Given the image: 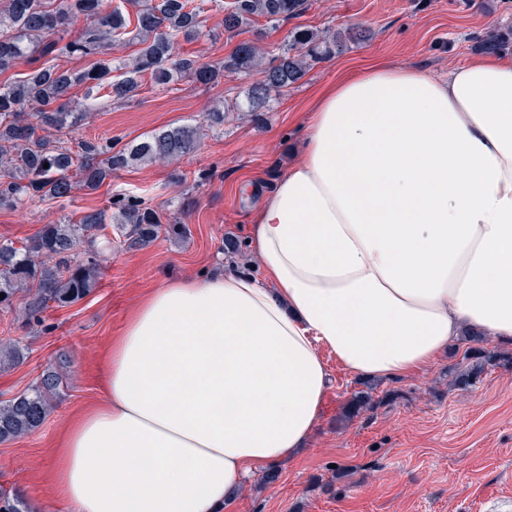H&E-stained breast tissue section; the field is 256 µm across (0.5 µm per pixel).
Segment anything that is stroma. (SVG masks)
Segmentation results:
<instances>
[{
    "label": "stroma",
    "instance_id": "35a3bbf8",
    "mask_svg": "<svg viewBox=\"0 0 512 512\" xmlns=\"http://www.w3.org/2000/svg\"><path fill=\"white\" fill-rule=\"evenodd\" d=\"M222 19L208 12L201 37L180 42L179 52L205 64L229 56L236 41ZM299 26H359L371 37L315 64L271 111L228 113L223 130L206 132L191 156L113 177L111 190L149 199L162 219L179 217L187 237L162 236L140 249L104 253L98 287L72 306L49 309L41 327H25L19 314L0 311V345L28 349L22 365L0 368V401L25 391L48 366L67 363V379L43 425L0 443V486L23 494L35 512H70L51 496V450L69 418L99 398L104 354L138 299L169 275L259 274L250 214L299 153L300 123L317 91L343 71L379 59L447 74L450 63L480 57L479 43L491 32L512 27V0H313L287 21L257 20L249 37L273 47ZM248 83L231 74L215 86H147L132 102L99 106L73 137L123 145L169 124L196 125ZM107 193L78 189L65 199L0 210V237L18 241L64 216L102 208ZM228 238L239 254L225 253ZM470 344L461 337L413 377L363 381L338 373L308 448L277 466L274 481H255L232 512H512V360L485 365L466 387H457ZM357 391L371 394L376 405L341 419V407Z\"/></svg>",
    "mask_w": 512,
    "mask_h": 512
}]
</instances>
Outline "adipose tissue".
<instances>
[{"label":"adipose tissue","instance_id":"1","mask_svg":"<svg viewBox=\"0 0 512 512\" xmlns=\"http://www.w3.org/2000/svg\"><path fill=\"white\" fill-rule=\"evenodd\" d=\"M250 231L262 277L170 280L128 313L51 456L72 512H223L311 439L327 355L404 377L468 328L512 343V54L326 85Z\"/></svg>","mask_w":512,"mask_h":512}]
</instances>
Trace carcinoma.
Returning a JSON list of instances; mask_svg holds the SVG:
<instances>
[{"label": "carcinoma", "instance_id": "cac0c4a2", "mask_svg": "<svg viewBox=\"0 0 512 512\" xmlns=\"http://www.w3.org/2000/svg\"><path fill=\"white\" fill-rule=\"evenodd\" d=\"M224 31L236 33L257 18L285 20L309 7V0H232L222 5ZM207 0H121L105 12L102 0H0V75L21 60L38 55L21 77L0 82V208L24 200L62 199L74 189L88 193L112 182V175L134 163L149 165L194 153L206 127L224 126L226 110L268 112L277 97L298 84L313 64L335 56L347 43L366 38L354 28L317 31L296 28L288 43L267 48L254 41L238 43L225 59L211 65L191 54L176 53L181 40L198 37ZM74 31L63 47L51 39L57 31ZM131 36L138 50L132 63L112 57V45ZM512 43V28L481 41L486 53ZM61 51L95 60L87 67L61 66L51 57ZM257 73L242 90V99L216 106L203 116L204 126L162 128L143 141L115 148L112 140L84 139L70 145L68 135L88 119L100 91L116 101H132L142 78L167 87L183 80L217 84L224 74ZM83 94H78V91ZM114 223V234L105 233ZM178 218L162 223L159 212L143 198L119 194L108 208L85 211L75 220L45 224L33 236L14 241L0 237V310L17 311L29 324H41L54 307L83 300L96 288L102 249L117 244L139 249L160 234L184 235ZM500 354L483 347L464 353L470 370ZM26 359L17 343L0 347V367ZM66 377L64 367H49L22 393L0 401V443L30 434L46 420ZM372 396L356 393L348 406L354 418L371 405ZM0 512H32L29 501L0 489Z\"/></svg>", "mask_w": 512, "mask_h": 512}]
</instances>
